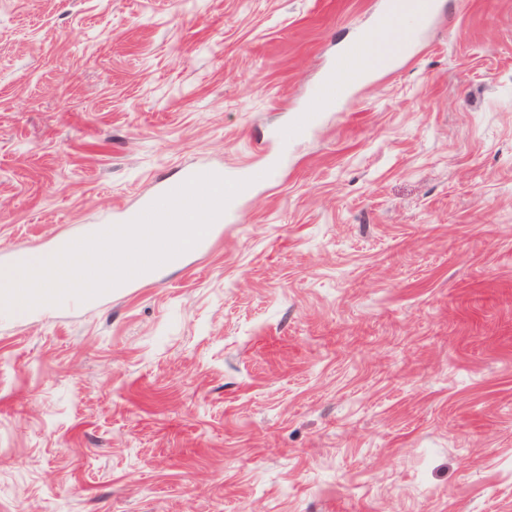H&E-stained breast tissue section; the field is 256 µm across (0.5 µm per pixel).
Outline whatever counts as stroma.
<instances>
[{
    "label": "stroma",
    "instance_id": "obj_1",
    "mask_svg": "<svg viewBox=\"0 0 512 512\" xmlns=\"http://www.w3.org/2000/svg\"><path fill=\"white\" fill-rule=\"evenodd\" d=\"M379 7L0 0V266L274 152ZM0 512H512V0H443L180 265L0 320Z\"/></svg>",
    "mask_w": 512,
    "mask_h": 512
}]
</instances>
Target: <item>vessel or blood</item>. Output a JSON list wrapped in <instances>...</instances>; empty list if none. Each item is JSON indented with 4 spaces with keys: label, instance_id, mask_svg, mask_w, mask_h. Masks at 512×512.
Instances as JSON below:
<instances>
[{
    "label": "vessel or blood",
    "instance_id": "vessel-or-blood-1",
    "mask_svg": "<svg viewBox=\"0 0 512 512\" xmlns=\"http://www.w3.org/2000/svg\"><path fill=\"white\" fill-rule=\"evenodd\" d=\"M440 0H408L407 8H400L396 0H386L376 18L378 29L393 33V41L377 39L364 32L349 41L337 54L311 88L314 108L294 113L285 123L275 128L273 137L281 150L304 139L321 122L324 113L334 111L353 90L377 69L393 64L401 55L414 52L439 15ZM278 155L264 161L224 170V177L246 180L263 173H278L282 158Z\"/></svg>",
    "mask_w": 512,
    "mask_h": 512
}]
</instances>
